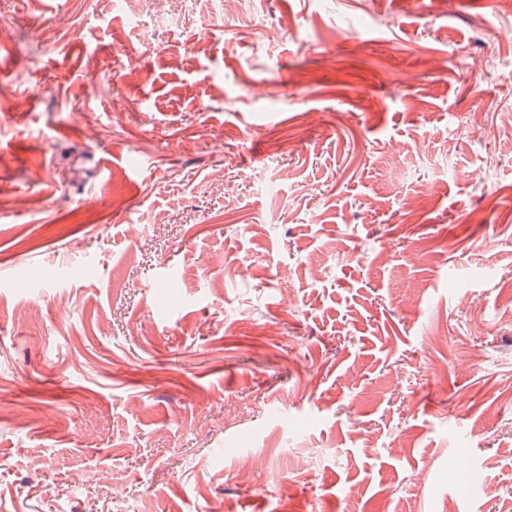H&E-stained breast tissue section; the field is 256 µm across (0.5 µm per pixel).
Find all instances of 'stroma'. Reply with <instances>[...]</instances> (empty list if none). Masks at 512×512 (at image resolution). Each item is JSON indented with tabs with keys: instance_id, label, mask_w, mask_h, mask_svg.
<instances>
[{
	"instance_id": "stroma-1",
	"label": "stroma",
	"mask_w": 512,
	"mask_h": 512,
	"mask_svg": "<svg viewBox=\"0 0 512 512\" xmlns=\"http://www.w3.org/2000/svg\"><path fill=\"white\" fill-rule=\"evenodd\" d=\"M427 2L7 0L0 512H512V9Z\"/></svg>"
}]
</instances>
